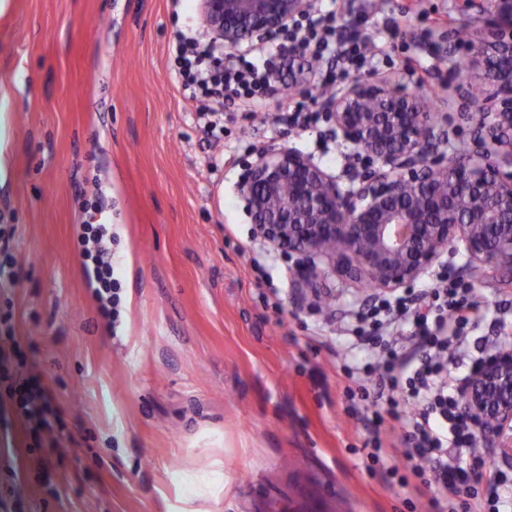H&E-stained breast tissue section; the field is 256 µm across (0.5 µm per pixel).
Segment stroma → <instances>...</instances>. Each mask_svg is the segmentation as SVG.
<instances>
[{"label": "stroma", "instance_id": "1", "mask_svg": "<svg viewBox=\"0 0 512 512\" xmlns=\"http://www.w3.org/2000/svg\"><path fill=\"white\" fill-rule=\"evenodd\" d=\"M343 32L371 37L374 73L458 113L440 89L460 75L448 30H485L463 0H336ZM186 15L170 0H5L0 5V512H270L311 484L324 512H432L423 495L367 470L372 431L344 393L364 361L339 338L366 289L326 279L294 299L293 267L256 242L237 185L258 150L320 156L318 130L274 127L224 105L204 140L170 78ZM106 228L120 304L103 315L84 253ZM486 308L468 352L495 339L512 283L472 278ZM38 377L57 423L34 430L10 396Z\"/></svg>", "mask_w": 512, "mask_h": 512}]
</instances>
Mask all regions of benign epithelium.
<instances>
[{
  "label": "benign epithelium",
  "mask_w": 512,
  "mask_h": 512,
  "mask_svg": "<svg viewBox=\"0 0 512 512\" xmlns=\"http://www.w3.org/2000/svg\"><path fill=\"white\" fill-rule=\"evenodd\" d=\"M315 0H199L212 38L228 50L265 42ZM487 35L465 50L484 93L449 85L466 111L468 148L448 152L446 112L405 86L356 77L318 98L330 133L367 163L347 188L291 146L256 153L239 184L255 235L293 260L299 295L327 276L383 293L409 288L444 259L512 276V0H478ZM461 412L502 460L512 461V350L490 357L463 388Z\"/></svg>",
  "instance_id": "obj_1"
}]
</instances>
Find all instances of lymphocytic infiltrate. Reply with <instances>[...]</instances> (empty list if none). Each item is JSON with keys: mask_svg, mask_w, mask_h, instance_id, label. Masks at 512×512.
Here are the masks:
<instances>
[{"mask_svg": "<svg viewBox=\"0 0 512 512\" xmlns=\"http://www.w3.org/2000/svg\"><path fill=\"white\" fill-rule=\"evenodd\" d=\"M335 16V10L320 8L289 29L291 40L313 46L308 59L289 58L286 44L278 41L228 53L194 26L178 31L170 46L172 82L203 119L206 137H217L223 129L222 100L237 98L251 112L268 110L272 76L307 68L316 84L326 86L335 73L372 62L368 41L339 32ZM322 61L338 63L339 71L319 69ZM480 312L471 284L451 266L420 292L384 297L346 316L343 330L352 334L355 346L378 352L376 363L355 371L358 393L373 407L377 422L389 419L405 430L404 446L388 475L405 469L420 476L429 468L450 489L464 480L468 468L486 466L472 425L459 410V392L448 380L449 363L464 355V330ZM17 392L23 414L51 430L53 409L40 383L25 381ZM462 512H512V478L490 475L463 503Z\"/></svg>", "mask_w": 512, "mask_h": 512, "instance_id": "f902f5d3", "label": "lymphocytic infiltrate"}]
</instances>
